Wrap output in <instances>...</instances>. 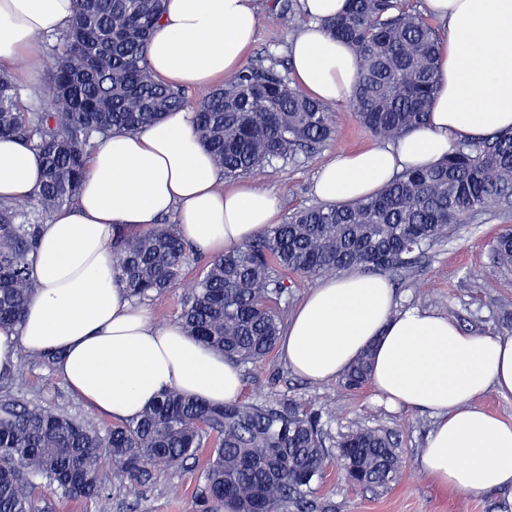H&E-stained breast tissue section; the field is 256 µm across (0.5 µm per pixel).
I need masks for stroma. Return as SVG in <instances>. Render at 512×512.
Here are the masks:
<instances>
[{
	"mask_svg": "<svg viewBox=\"0 0 512 512\" xmlns=\"http://www.w3.org/2000/svg\"><path fill=\"white\" fill-rule=\"evenodd\" d=\"M302 9L282 15L274 0H263L256 40L246 60L254 63L267 54L287 58L290 30L302 21ZM55 63L52 41L40 45V67L29 74L27 58H20L10 74L21 88L23 104L42 108L50 101V76ZM334 133L314 152L301 156L288 170L265 168L253 182L274 193L282 213L316 204L313 182L318 171L339 153H352L377 140L358 122L348 104L330 108ZM512 228V218L477 219L435 248L406 277H393L398 308L419 306L448 316L463 330L480 334L512 336V273L500 271L492 258L490 243ZM242 398L292 397L301 406L323 408V420L332 438L356 424L379 427L393 433L403 461L399 480L385 488H356L347 483L336 462H329L317 494L333 512H512V487L473 496L436 486L419 469L418 459L433 426L432 418L414 409L391 411L379 404L371 386L355 391L338 380L314 383L288 369L279 352L262 364L243 369ZM14 393L78 416L98 428L112 426V418L91 409L70 391L55 370L30 356L11 383ZM208 449H200L187 466L161 473L146 485L130 489L114 481L108 493L111 512H201L203 471Z\"/></svg>",
	"mask_w": 512,
	"mask_h": 512,
	"instance_id": "stroma-1",
	"label": "stroma"
}]
</instances>
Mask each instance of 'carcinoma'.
<instances>
[{"label": "carcinoma", "mask_w": 512, "mask_h": 512, "mask_svg": "<svg viewBox=\"0 0 512 512\" xmlns=\"http://www.w3.org/2000/svg\"><path fill=\"white\" fill-rule=\"evenodd\" d=\"M325 22L360 61L349 101L374 137L396 141L425 123L439 90V34L408 0H348ZM165 0H75L57 38L52 106L31 110L0 72V138L30 145L41 167L31 194L0 199V326L22 323L38 284L32 277L42 226L75 203L87 158L114 130L139 131L187 105L185 90L158 82L147 53ZM261 63L193 106L197 131L224 177L285 168L331 138L326 104L290 85L287 73ZM512 216V131L461 143L438 164L406 169L375 195L352 203L297 209L285 222L233 250L209 257L192 278L178 317L187 335L240 365L263 361L288 321L287 275L315 278L360 270L403 275L449 234L489 211ZM115 281L137 303L179 286L192 248L174 224L144 233L112 227ZM499 269L512 271V230L491 243ZM368 380L363 357L340 378L347 390ZM322 411L291 398L222 405L168 390L136 419L104 431L66 412L0 387V512H32L39 480L65 496L110 512L115 478L140 486L213 446L203 500L235 512H330L315 495L331 457ZM353 458L354 484L387 487L402 472L390 432L356 428L334 442Z\"/></svg>", "instance_id": "carcinoma-1"}]
</instances>
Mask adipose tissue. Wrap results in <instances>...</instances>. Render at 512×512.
<instances>
[{"label": "adipose tissue", "mask_w": 512, "mask_h": 512, "mask_svg": "<svg viewBox=\"0 0 512 512\" xmlns=\"http://www.w3.org/2000/svg\"><path fill=\"white\" fill-rule=\"evenodd\" d=\"M347 0H302L307 22L289 41L298 88L326 104L350 99L360 62L322 22ZM74 0H0V67L26 56L38 69L39 36L62 30ZM442 22L440 89L424 127L396 142L339 154L318 172L316 196L348 203L384 188L396 173L429 167L457 143L512 130V0H425ZM260 0H167L148 53L152 74L175 86L207 87L235 76L257 27ZM36 153L0 140V198L37 188ZM202 146L193 113H165L137 132L113 131L87 159L76 205L43 224L33 276L40 288L20 327L0 328V373L17 353L57 351L58 376L92 409L137 418L167 389L221 404L242 392L239 365L176 323L158 325L112 273L113 226L147 231L177 212L178 231L197 253H224L278 220V203L250 181L224 190ZM278 347L295 374L338 378L373 348L370 384L380 402L428 414L433 428L419 466L434 484L478 495L512 487V420L481 403L512 397V336L462 330L420 307L397 309L380 274L328 276L292 314Z\"/></svg>", "instance_id": "adipose-tissue-1"}]
</instances>
